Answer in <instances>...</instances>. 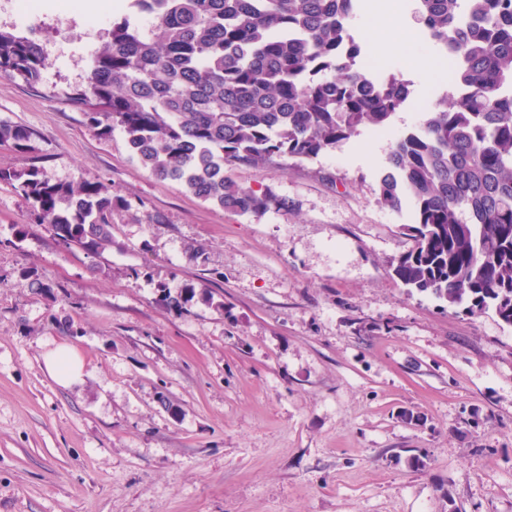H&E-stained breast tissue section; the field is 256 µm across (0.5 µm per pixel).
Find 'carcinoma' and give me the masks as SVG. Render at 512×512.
<instances>
[{
	"label": "carcinoma",
	"mask_w": 512,
	"mask_h": 512,
	"mask_svg": "<svg viewBox=\"0 0 512 512\" xmlns=\"http://www.w3.org/2000/svg\"><path fill=\"white\" fill-rule=\"evenodd\" d=\"M363 0H132L145 25L112 20L92 53L87 85L68 98L87 127L120 130L160 180L239 213L286 211L288 201L240 188L237 165L312 160L361 128L382 130L408 104L410 82L359 66L348 19ZM427 35L454 61L456 96L437 98L388 153L378 203L414 217L411 249L394 268L407 288L488 310L512 326V0H418ZM36 40L0 26V77L41 79ZM35 132L0 122V145ZM35 224L87 254L112 245L105 185L53 182L39 166L0 169Z\"/></svg>",
	"instance_id": "cac0c4a2"
}]
</instances>
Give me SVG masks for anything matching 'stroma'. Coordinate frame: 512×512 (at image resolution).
Here are the masks:
<instances>
[{
	"label": "stroma",
	"instance_id": "35a3bbf8",
	"mask_svg": "<svg viewBox=\"0 0 512 512\" xmlns=\"http://www.w3.org/2000/svg\"><path fill=\"white\" fill-rule=\"evenodd\" d=\"M12 25L46 67L34 87L0 78V121L35 132L0 145V168L97 180L128 206L91 256L0 183V512H512V326L404 287L412 210L375 194L450 76L362 56L411 81L407 107L316 159L227 169L289 204L242 215L84 125L64 90L86 84L90 15L0 0ZM62 344L84 362L67 387L44 361Z\"/></svg>",
	"mask_w": 512,
	"mask_h": 512
}]
</instances>
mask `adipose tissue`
Returning a JSON list of instances; mask_svg holds the SVG:
<instances>
[{
  "label": "adipose tissue",
  "instance_id": "ef3b65f1",
  "mask_svg": "<svg viewBox=\"0 0 512 512\" xmlns=\"http://www.w3.org/2000/svg\"><path fill=\"white\" fill-rule=\"evenodd\" d=\"M383 25L369 48L371 57L383 59L391 55H405L407 65L420 72L425 78H433L436 73L448 68V60L429 56H406L405 49L410 41V31L401 29L395 0H388L382 7Z\"/></svg>",
  "mask_w": 512,
  "mask_h": 512
}]
</instances>
